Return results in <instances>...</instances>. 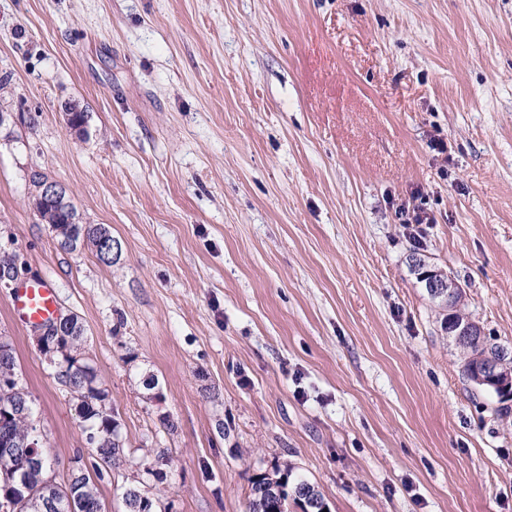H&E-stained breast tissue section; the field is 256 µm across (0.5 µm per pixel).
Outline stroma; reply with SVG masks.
Instances as JSON below:
<instances>
[{"label":"stroma","mask_w":512,"mask_h":512,"mask_svg":"<svg viewBox=\"0 0 512 512\" xmlns=\"http://www.w3.org/2000/svg\"><path fill=\"white\" fill-rule=\"evenodd\" d=\"M42 180L112 265L58 247ZM415 253L512 348V0H0V256L85 328L126 440L108 512L134 479L245 512L287 463L328 512H512V412L462 377ZM10 296L62 476L85 437Z\"/></svg>","instance_id":"1"}]
</instances>
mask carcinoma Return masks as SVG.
<instances>
[{
    "mask_svg": "<svg viewBox=\"0 0 512 512\" xmlns=\"http://www.w3.org/2000/svg\"><path fill=\"white\" fill-rule=\"evenodd\" d=\"M39 214L55 233V239L63 250L74 251L82 246L94 245L98 225L70 224L68 219L77 215L74 206L64 207L56 202L47 201L41 204ZM61 339L68 343L74 353V363L66 366L64 374L71 380V396L76 417L82 423L85 435L96 438L98 448L96 462L92 469L75 479L81 484V493L74 502L61 498L58 512H106L101 498L97 481L103 478V473L112 471L127 463L125 453H116L115 448L124 445L120 435L119 422L113 409L107 406L108 393L103 387L98 370L85 352V329L77 316L73 315L63 324ZM493 356L507 360L512 351L485 335L474 336L470 339L462 353V369L468 371L484 356ZM35 413L32 397H25L24 405L14 408V416L10 423L0 426V448L11 440H24L29 415ZM164 454L156 456L152 462L144 463V473L163 482L162 465L166 464ZM275 479L281 485L291 489H303L305 493L298 495L295 504L301 512H323L326 503L322 492L314 484L296 475L293 468L285 466L274 468L271 472L257 475L250 489L246 502V512H283L278 498L265 493L258 495L260 485ZM140 482L133 481L116 487L120 492L125 512H137L134 507V490Z\"/></svg>",
    "mask_w": 512,
    "mask_h": 512,
    "instance_id": "obj_1",
    "label": "carcinoma"
}]
</instances>
